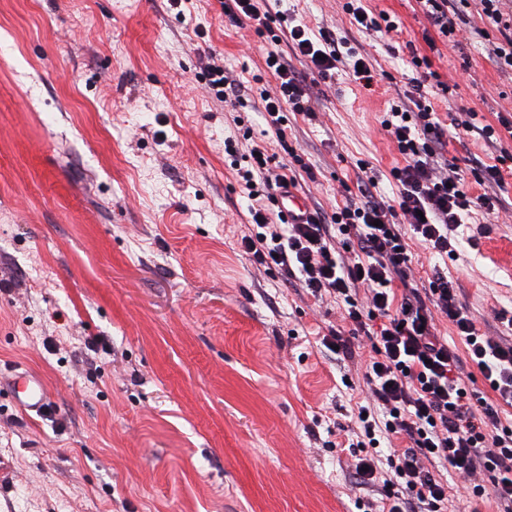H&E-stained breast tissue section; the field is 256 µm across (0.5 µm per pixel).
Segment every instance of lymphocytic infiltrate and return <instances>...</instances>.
Returning a JSON list of instances; mask_svg holds the SVG:
<instances>
[{
  "mask_svg": "<svg viewBox=\"0 0 512 512\" xmlns=\"http://www.w3.org/2000/svg\"><path fill=\"white\" fill-rule=\"evenodd\" d=\"M501 2L480 0L483 14L501 35L488 54L500 68L512 69V12H503ZM287 33L295 53L321 78L349 67L364 87L374 83V69L363 64L347 39L301 25ZM266 66L275 86H257L247 96L216 55L207 56L200 74L212 98L235 111L253 106L282 139L288 113L314 114V85L289 69L278 51L268 52ZM382 126L404 159L390 171L397 186L394 199L376 192L377 181L371 178L360 199H348L329 214L318 209L302 213L292 222L270 209L277 190L295 184L288 165H272L264 153L232 157L230 168L251 202V229L241 243L255 264L298 276L315 298L340 300L347 319L370 341V396L357 418L352 448L360 454L355 473L368 485L376 480L377 466L367 448L381 437L405 441L403 451L386 460L388 512H442L448 485L434 469L438 463L468 481L470 496L491 494L499 512H512V427L500 418L502 408H512V343L477 326L457 298L456 282L444 272L435 271L427 288L414 286L406 242L411 235L437 253L455 256L454 232L473 204L492 214L504 203L498 196L474 199L455 164L448 162V132L420 78H411L407 89L389 100ZM340 235L348 237L352 258L337 252ZM437 313L452 323L466 356L435 334ZM375 320L380 326L373 331L369 324ZM468 366L480 372L486 391L468 386ZM483 472L489 476L485 485L476 481Z\"/></svg>",
  "mask_w": 512,
  "mask_h": 512,
  "instance_id": "1",
  "label": "lymphocytic infiltrate"
}]
</instances>
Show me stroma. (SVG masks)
Returning <instances> with one entry per match:
<instances>
[{
	"mask_svg": "<svg viewBox=\"0 0 512 512\" xmlns=\"http://www.w3.org/2000/svg\"><path fill=\"white\" fill-rule=\"evenodd\" d=\"M344 3L277 8L348 38L376 84L337 71L314 117L265 143L277 161L301 156L296 190L328 212L364 175L394 195L402 157L380 121L412 55L451 86L432 97L444 125L467 108L493 125L512 114L478 0L456 42L416 0H364L400 25L391 37L359 31ZM271 46L219 0H0V372H39L54 400L27 415L0 389V512H359V498L381 512V484L357 485L348 448L363 372L321 343L342 307L240 247L250 215L224 142L246 151L244 129L265 121L195 80L214 53L243 88L273 83ZM505 152L506 134L450 139L473 194L509 208H473L457 259L408 244L417 276L447 265L476 323L512 343V174L501 191L474 173Z\"/></svg>",
	"mask_w": 512,
	"mask_h": 512,
	"instance_id": "stroma-1",
	"label": "stroma"
}]
</instances>
